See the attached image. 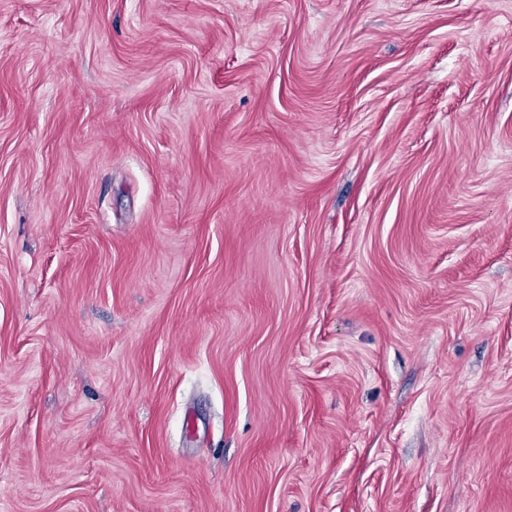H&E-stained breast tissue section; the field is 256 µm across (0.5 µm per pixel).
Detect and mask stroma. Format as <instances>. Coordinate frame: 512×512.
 I'll use <instances>...</instances> for the list:
<instances>
[{
  "label": "stroma",
  "mask_w": 512,
  "mask_h": 512,
  "mask_svg": "<svg viewBox=\"0 0 512 512\" xmlns=\"http://www.w3.org/2000/svg\"><path fill=\"white\" fill-rule=\"evenodd\" d=\"M0 512H512V0H0Z\"/></svg>",
  "instance_id": "stroma-1"
}]
</instances>
